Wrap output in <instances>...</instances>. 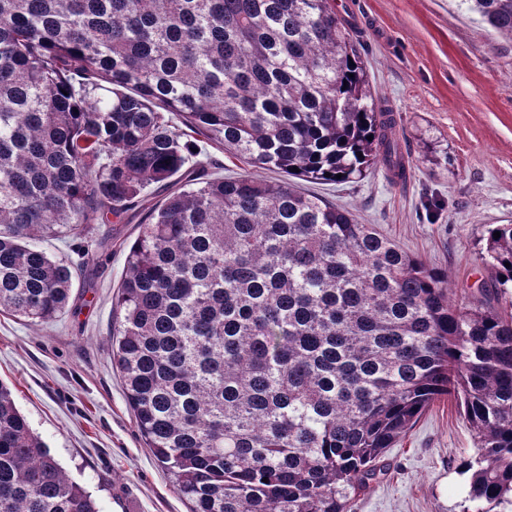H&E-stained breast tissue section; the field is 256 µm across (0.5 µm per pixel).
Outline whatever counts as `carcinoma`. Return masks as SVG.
Listing matches in <instances>:
<instances>
[{
  "mask_svg": "<svg viewBox=\"0 0 512 512\" xmlns=\"http://www.w3.org/2000/svg\"><path fill=\"white\" fill-rule=\"evenodd\" d=\"M456 2L512 40V0ZM352 28L334 0H0V312L55 321L77 269L41 242L84 258L94 225L164 192L112 364L189 512H350L444 397L475 437L465 501L512 505V314L489 299L512 224L488 225L496 278L456 304L445 273L291 183L407 179ZM202 142L288 180L221 176ZM0 512H100L3 383Z\"/></svg>",
  "mask_w": 512,
  "mask_h": 512,
  "instance_id": "carcinoma-1",
  "label": "carcinoma"
}]
</instances>
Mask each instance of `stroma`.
<instances>
[{
  "mask_svg": "<svg viewBox=\"0 0 512 512\" xmlns=\"http://www.w3.org/2000/svg\"><path fill=\"white\" fill-rule=\"evenodd\" d=\"M350 19L378 101L392 109L410 176L376 167L339 184L299 181L447 273L457 302L493 276L481 258L490 224H512V41L455 0H336ZM80 268L70 305L40 326L0 314V381L67 475L101 512H188L141 438L112 365V327L128 246ZM474 436L454 402H436L356 491L351 512H463Z\"/></svg>",
  "mask_w": 512,
  "mask_h": 512,
  "instance_id": "35a3bbf8",
  "label": "stroma"
}]
</instances>
